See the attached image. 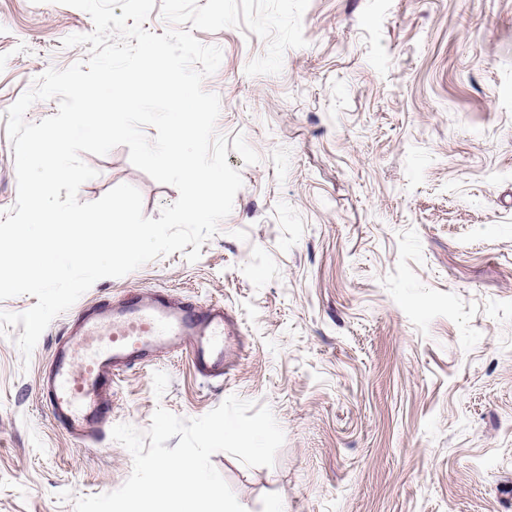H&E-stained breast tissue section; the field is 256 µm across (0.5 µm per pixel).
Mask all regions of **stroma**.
<instances>
[{"mask_svg": "<svg viewBox=\"0 0 512 512\" xmlns=\"http://www.w3.org/2000/svg\"><path fill=\"white\" fill-rule=\"evenodd\" d=\"M94 28L56 0H0V211L17 197L8 108ZM305 47L248 76L267 43L195 31L222 50L203 81L243 186L196 262L182 252L77 301L140 291L222 305L243 345L223 378L187 355L121 373L98 440L57 427L39 379L72 312L30 358L0 338V512H75L120 488V423L157 408L198 418L227 397L264 404L284 431L273 466L211 457L246 512H512V0H309ZM93 202L127 183L159 218L179 193L129 149L84 154ZM71 491L68 500L61 491Z\"/></svg>", "mask_w": 512, "mask_h": 512, "instance_id": "35a3bbf8", "label": "stroma"}]
</instances>
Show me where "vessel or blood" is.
I'll list each match as a JSON object with an SVG mask.
<instances>
[{
    "instance_id": "vessel-or-blood-1",
    "label": "vessel or blood",
    "mask_w": 512,
    "mask_h": 512,
    "mask_svg": "<svg viewBox=\"0 0 512 512\" xmlns=\"http://www.w3.org/2000/svg\"><path fill=\"white\" fill-rule=\"evenodd\" d=\"M234 336L235 324L223 306L162 293L83 308L56 344L40 394L59 428L94 440L111 415L112 383L120 371L179 348L200 375L220 378Z\"/></svg>"
}]
</instances>
